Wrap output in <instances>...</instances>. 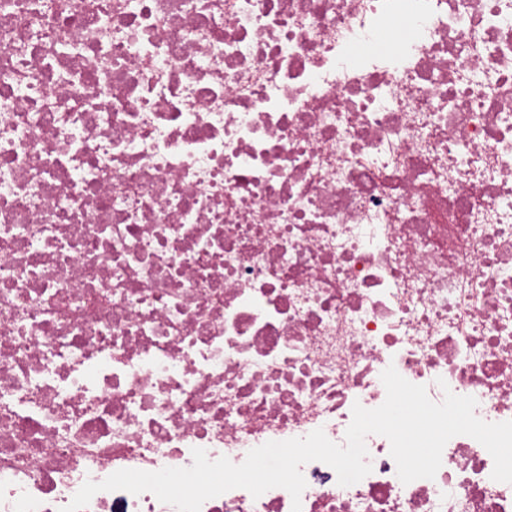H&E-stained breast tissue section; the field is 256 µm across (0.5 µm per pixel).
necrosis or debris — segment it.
Masks as SVG:
<instances>
[{"mask_svg": "<svg viewBox=\"0 0 512 512\" xmlns=\"http://www.w3.org/2000/svg\"><path fill=\"white\" fill-rule=\"evenodd\" d=\"M390 366L512 421V0H0V512L344 444ZM365 444L301 512H512L470 436L408 484Z\"/></svg>", "mask_w": 512, "mask_h": 512, "instance_id": "4bbe7bcc", "label": "necrosis or debris"}]
</instances>
